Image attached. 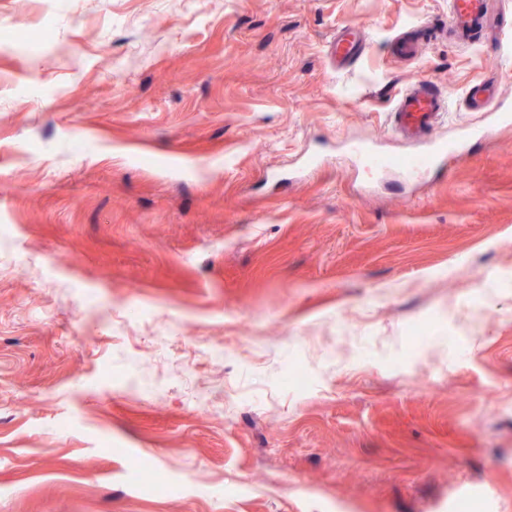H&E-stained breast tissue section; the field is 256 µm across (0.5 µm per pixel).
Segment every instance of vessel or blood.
Instances as JSON below:
<instances>
[{"label": "vessel or blood", "instance_id": "b4317fda", "mask_svg": "<svg viewBox=\"0 0 512 512\" xmlns=\"http://www.w3.org/2000/svg\"><path fill=\"white\" fill-rule=\"evenodd\" d=\"M488 4L489 0H450L447 22L442 25L432 22L426 29L432 36L445 29L457 42H474L476 35L483 32L488 24ZM364 49L362 33L348 30L337 35L332 52L338 64L343 66L359 57ZM464 102L469 111L482 113L484 122L479 126L461 127L458 140L449 142L433 135L443 110L434 81L417 77L405 87L397 96L391 115L395 131L414 141L415 149L400 163V173L411 179L425 176L447 158L459 155L464 141L484 138L493 127L512 122V104L501 100L494 81L471 85L465 93ZM353 152L369 171L380 172L390 166L384 153L365 144L354 145Z\"/></svg>", "mask_w": 512, "mask_h": 512}]
</instances>
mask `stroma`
Returning <instances> with one entry per match:
<instances>
[{
  "mask_svg": "<svg viewBox=\"0 0 512 512\" xmlns=\"http://www.w3.org/2000/svg\"><path fill=\"white\" fill-rule=\"evenodd\" d=\"M447 16L0 0V512H512V125L414 182L345 153L411 151L418 75L442 139L512 95V40L394 55ZM365 49L364 37L360 32L347 30L337 35L333 42L332 52L342 68L354 58L359 57Z\"/></svg>",
  "mask_w": 512,
  "mask_h": 512,
  "instance_id": "obj_1",
  "label": "stroma"
}]
</instances>
